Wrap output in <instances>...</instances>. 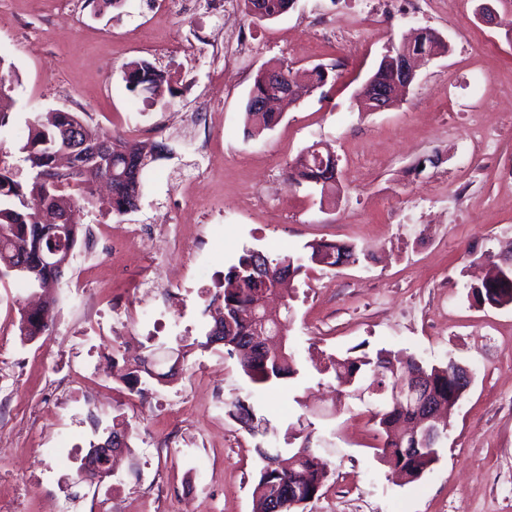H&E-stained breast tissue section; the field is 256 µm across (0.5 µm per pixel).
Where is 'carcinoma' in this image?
Instances as JSON below:
<instances>
[{"label":"carcinoma","instance_id":"cac0c4a2","mask_svg":"<svg viewBox=\"0 0 512 512\" xmlns=\"http://www.w3.org/2000/svg\"><path fill=\"white\" fill-rule=\"evenodd\" d=\"M247 16L262 22L272 21L286 13V4L292 0H262L266 17H258L252 13V5L256 0H240ZM428 51L435 55L448 52V44L429 35L422 43L412 48V54ZM5 59L0 57V127L6 125L8 112L12 111L14 100L12 91V68H4ZM331 78L330 71L322 65H316L309 70L311 87L319 89L325 86ZM126 89L136 97L154 101L165 94L169 88V79L165 71L157 68L147 60L129 64L124 71ZM373 79L378 83L391 86L399 79L393 68L381 60ZM252 89L277 94L280 107L273 111L261 112L253 105L245 104L247 125L257 131L272 129L282 119L283 111L299 100V95L285 96L274 87L266 85L262 72H257ZM64 126L78 128L79 142L93 143L103 138L112 139L113 173H121L125 157L141 161L138 175H143L149 165L157 159L155 152L162 144L155 143L149 147L135 141H130L120 135H114L106 130L90 125L80 112L60 110L49 113L47 122L34 119L28 124L26 141L20 146L25 153V161L29 162L33 171L31 182L27 185L13 178L12 172L0 168V277L15 274L41 288H58L61 282L55 275L40 266V252L49 247L45 242L36 246L32 235L34 225L40 223L39 216L25 209V191L38 194L48 207L54 211L64 212L74 210L76 199L72 192L77 191L89 201L92 197L93 180L80 174H63L53 171L58 156L67 152L72 143L66 141L60 134ZM290 172L288 183L291 186H309L320 191L321 196L336 194V185L323 180V161L312 153V147H307L287 167ZM140 196L136 189L127 186L125 189L112 193L103 203L107 212L116 216H124L139 209ZM83 240L82 228L74 223L67 226L64 242L57 245L58 257L71 255L75 247ZM307 255H284L274 261L260 251L246 249L238 258V262L224 273L220 288L212 296L211 303L219 304L221 308V323L223 327L224 353L237 358L241 369L253 383L273 384L297 374L296 361L293 352L284 348L283 352L265 360H257L246 350L245 339L255 335V309L263 291L261 284L253 280L249 268L258 265H268L272 269L285 268L290 276L297 275L306 268L305 262L334 267L338 264L355 263L359 260L354 247L337 242H313L306 245ZM24 259L29 275L12 269L16 260ZM56 299L52 298L47 305L30 314L20 313L18 331L20 340L32 342L39 336L49 334L52 322V310ZM375 368L384 369L380 383L388 388L396 385L397 381L414 370L422 371L432 381L436 393L442 402H448V368L444 366H424L415 356L403 353H377L372 357L366 352L358 355H347L341 358H330L329 363L320 370L322 374L334 375V380L342 391L356 389ZM232 414L250 431L255 414L242 401L230 403ZM408 418V414L400 410H389L374 417L381 434L390 437L397 429L400 421ZM296 432L305 433L304 444L294 449L290 454L271 452L263 446H256V452L263 461L254 486L253 512H272V490L282 484H293L302 498L314 499L319 497L325 482L329 477V465L326 460L313 456L305 460L297 459V455L309 448L311 433L302 419H297ZM443 439H438L429 448L412 439H406L401 448H383L382 452L388 462L404 472L408 481L413 482L428 470L439 458Z\"/></svg>","mask_w":512,"mask_h":512}]
</instances>
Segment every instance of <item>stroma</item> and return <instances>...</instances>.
I'll return each mask as SVG.
<instances>
[{
    "instance_id": "obj_1",
    "label": "stroma",
    "mask_w": 512,
    "mask_h": 512,
    "mask_svg": "<svg viewBox=\"0 0 512 512\" xmlns=\"http://www.w3.org/2000/svg\"><path fill=\"white\" fill-rule=\"evenodd\" d=\"M158 0H124L98 12L93 0H0V57L17 78L0 165L28 181L19 148L28 123L54 109L91 125L140 124V140L163 142L137 212L115 216L81 203L78 245L62 283L50 335L25 343L18 310L32 287L0 278V495L28 512H50L43 490L74 474L71 448H88L121 417L132 432L120 459L112 512H252L262 462L256 444L286 450L298 417L330 479L305 512H512V304L493 308L469 294L488 262L512 245V137L474 150L473 123L512 121V42L478 21L479 0L455 15L416 11L406 0H297L271 22L241 16L249 51L229 64L224 90L208 101L212 59L203 38L218 19L204 0H180L159 19ZM428 28L447 54L419 72L405 101L383 112L358 108L355 94L392 45ZM145 59L181 70L162 102L125 88V64ZM284 63L333 67L334 83L302 96L281 122L245 132V102L257 71ZM331 146L340 192L292 188L285 168L315 142ZM340 241L359 261L311 266L289 285L288 344L298 373L255 384L236 359L192 348L173 379L142 376L129 392L113 366L149 348L204 339L220 277L243 250L269 258L306 244ZM104 322L115 310L147 309L134 332L87 336L86 297ZM361 347L455 361L473 381L448 418L438 461L416 482L398 479L379 454L383 441L367 408L340 400L316 363ZM240 399L271 435L249 433L231 416Z\"/></svg>"
}]
</instances>
